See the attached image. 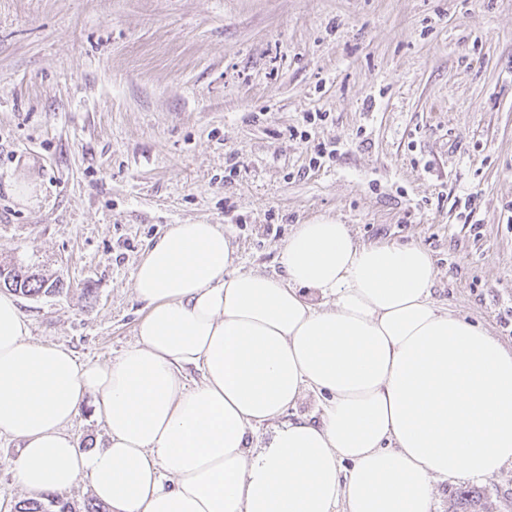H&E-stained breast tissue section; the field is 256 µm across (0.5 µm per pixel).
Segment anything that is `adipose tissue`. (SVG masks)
<instances>
[{
	"label": "adipose tissue",
	"instance_id": "obj_1",
	"mask_svg": "<svg viewBox=\"0 0 512 512\" xmlns=\"http://www.w3.org/2000/svg\"><path fill=\"white\" fill-rule=\"evenodd\" d=\"M236 259L221 225H169L133 276L136 340L102 363L31 340L0 292V434L22 444L26 492L85 480L113 512H432L435 479L512 463V349L437 304L423 247L330 220L296 226L282 274ZM309 390L320 418L284 422ZM87 403L100 449L65 431Z\"/></svg>",
	"mask_w": 512,
	"mask_h": 512
}]
</instances>
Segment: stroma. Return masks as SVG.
<instances>
[{
  "label": "stroma",
  "instance_id": "1",
  "mask_svg": "<svg viewBox=\"0 0 512 512\" xmlns=\"http://www.w3.org/2000/svg\"><path fill=\"white\" fill-rule=\"evenodd\" d=\"M318 220L421 245L512 348V0H0V264L60 283L19 298L33 341L119 356L168 225L273 274ZM19 453L1 434L0 512Z\"/></svg>",
  "mask_w": 512,
  "mask_h": 512
}]
</instances>
